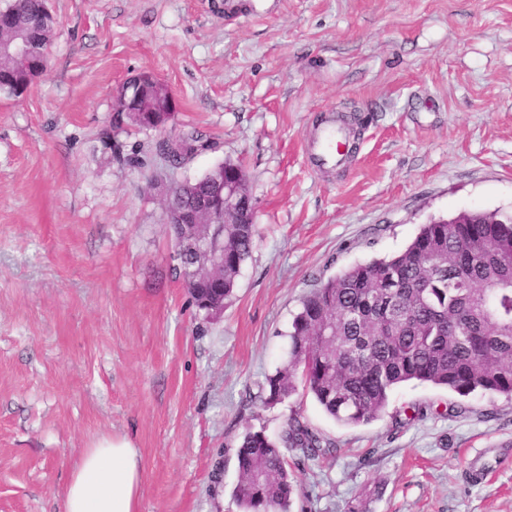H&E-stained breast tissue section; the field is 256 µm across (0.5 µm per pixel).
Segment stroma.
<instances>
[{
	"label": "stroma",
	"mask_w": 512,
	"mask_h": 512,
	"mask_svg": "<svg viewBox=\"0 0 512 512\" xmlns=\"http://www.w3.org/2000/svg\"><path fill=\"white\" fill-rule=\"evenodd\" d=\"M49 6V67L0 93V512H61L103 435L139 451L140 512H239L242 435H277L294 409L337 451L289 456L291 512H512L510 399L408 383L356 426L301 391L259 399L317 284L434 219L512 213V0H263L232 20L207 0ZM143 72L173 92L174 132L212 144L178 169L160 134L113 125L114 91ZM331 109L353 125L345 172L304 153ZM225 160L245 169L257 237L209 318L163 204Z\"/></svg>",
	"instance_id": "stroma-1"
}]
</instances>
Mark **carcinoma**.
Returning <instances> with one entry per match:
<instances>
[{"label": "carcinoma", "mask_w": 512, "mask_h": 512, "mask_svg": "<svg viewBox=\"0 0 512 512\" xmlns=\"http://www.w3.org/2000/svg\"><path fill=\"white\" fill-rule=\"evenodd\" d=\"M10 29L0 43L29 36L48 48L56 21L46 0H10ZM169 92L141 101L127 113L137 127L162 108ZM158 143V155L174 168L211 144L197 132ZM189 206L210 196L205 177L178 185ZM205 229L224 267L204 259L189 293L201 310L216 297L228 302L251 257L253 224L178 225L175 238ZM322 410L347 425L369 423L385 411L393 389L419 382L462 396L474 392L512 398V214L464 211L421 227L400 252L356 264L321 282L301 298L290 332L288 360L265 376L261 402L281 404L296 391L295 376ZM334 446L295 410L275 436L247 430L236 452L239 480L233 497L240 512H291L297 484L286 453L317 460Z\"/></svg>", "instance_id": "carcinoma-1"}]
</instances>
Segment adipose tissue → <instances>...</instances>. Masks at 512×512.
I'll list each match as a JSON object with an SVG mask.
<instances>
[{"mask_svg": "<svg viewBox=\"0 0 512 512\" xmlns=\"http://www.w3.org/2000/svg\"><path fill=\"white\" fill-rule=\"evenodd\" d=\"M143 469L124 437L104 436L74 461L62 512H139Z\"/></svg>", "mask_w": 512, "mask_h": 512, "instance_id": "adipose-tissue-1", "label": "adipose tissue"}]
</instances>
